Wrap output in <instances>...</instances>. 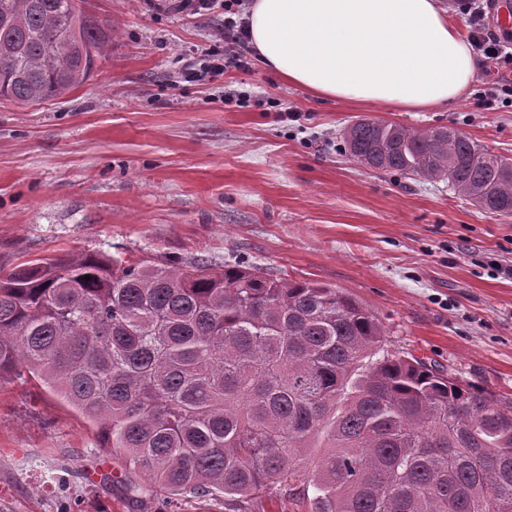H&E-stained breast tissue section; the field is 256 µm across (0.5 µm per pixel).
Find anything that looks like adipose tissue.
<instances>
[{
    "mask_svg": "<svg viewBox=\"0 0 512 512\" xmlns=\"http://www.w3.org/2000/svg\"><path fill=\"white\" fill-rule=\"evenodd\" d=\"M261 64L320 98L423 111L462 99L479 69L442 0H254Z\"/></svg>",
    "mask_w": 512,
    "mask_h": 512,
    "instance_id": "1",
    "label": "adipose tissue"
}]
</instances>
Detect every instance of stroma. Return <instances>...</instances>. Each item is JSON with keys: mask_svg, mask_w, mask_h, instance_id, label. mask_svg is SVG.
I'll return each instance as SVG.
<instances>
[{"mask_svg": "<svg viewBox=\"0 0 512 512\" xmlns=\"http://www.w3.org/2000/svg\"><path fill=\"white\" fill-rule=\"evenodd\" d=\"M114 39L94 75L40 106L0 100V268L147 252L240 262L351 294L393 349L512 394V217L447 182L373 171L341 133L376 119L452 126L512 156V106L474 93L424 112L328 101L252 62L194 69L224 25L158 0H83ZM293 106L300 118L281 119ZM124 461L39 381L0 382V512H224L213 500L131 499Z\"/></svg>", "mask_w": 512, "mask_h": 512, "instance_id": "1", "label": "stroma"}]
</instances>
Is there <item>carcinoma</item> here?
Listing matches in <instances>:
<instances>
[{
    "label": "carcinoma",
    "instance_id": "obj_1",
    "mask_svg": "<svg viewBox=\"0 0 512 512\" xmlns=\"http://www.w3.org/2000/svg\"><path fill=\"white\" fill-rule=\"evenodd\" d=\"M81 0H0V99L88 80L112 34ZM357 164L446 180L512 217V158L451 127L359 120ZM40 380L140 482L249 512H512V398L391 349L351 295L239 263L80 253L0 270V381ZM306 448H325L314 468ZM255 512H311L309 501H303L299 496L289 494L288 491L265 496L261 499Z\"/></svg>",
    "mask_w": 512,
    "mask_h": 512
}]
</instances>
